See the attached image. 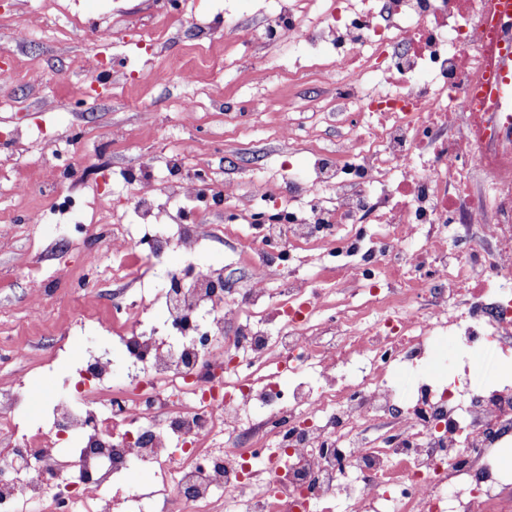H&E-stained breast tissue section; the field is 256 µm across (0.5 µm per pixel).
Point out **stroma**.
Masks as SVG:
<instances>
[{
    "label": "stroma",
    "mask_w": 512,
    "mask_h": 512,
    "mask_svg": "<svg viewBox=\"0 0 512 512\" xmlns=\"http://www.w3.org/2000/svg\"><path fill=\"white\" fill-rule=\"evenodd\" d=\"M58 10L25 12L19 0H0V15L10 26L0 30V46L18 74L0 84V343L26 345V360H1L0 383L26 377L52 397L58 384L71 381L73 366L91 341L106 342L103 327L113 294L132 307L150 299L170 273L182 269L179 251H171L164 267H152L144 253L110 252L114 231L137 222L133 186L151 182L165 191L183 175L204 172L215 184H237L258 177L282 178L289 170L312 169V153L290 148L288 129H313L322 154H335L341 129L340 110L331 89L313 76L289 81L271 61L244 47L225 49L224 12H237L242 23L255 24L265 0H211L195 18V0H58ZM87 19L88 32L72 33L70 19ZM160 26L158 43L142 48L141 29ZM109 27L111 42L96 41L92 30ZM114 64L103 75V95L81 94L86 62L96 54ZM166 81H157V71ZM194 99L191 117L180 104ZM67 149L70 180L53 148ZM100 194L107 221L77 232L71 224L34 227L22 216L40 208L58 192ZM212 227L198 260L224 270V283L244 287L252 270L242 246L256 239L255 225L224 221V208L206 202ZM96 251L103 268L96 287L75 288L87 267L86 252ZM133 259L144 277L134 284L115 279L110 268ZM335 241L301 250L281 277L269 283L271 296L293 282L310 283L317 292L338 297L349 306L363 304L368 293H340L333 266L344 261ZM39 265L44 280V311L31 317V286L25 266ZM443 347L470 368L477 383L500 381L505 370L494 354L446 340ZM56 354L51 375L30 371L31 363Z\"/></svg>",
    "instance_id": "35a3bbf8"
}]
</instances>
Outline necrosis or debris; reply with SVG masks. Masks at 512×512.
Here are the masks:
<instances>
[{"label":"necrosis or debris","instance_id":"1","mask_svg":"<svg viewBox=\"0 0 512 512\" xmlns=\"http://www.w3.org/2000/svg\"><path fill=\"white\" fill-rule=\"evenodd\" d=\"M306 2L268 0L257 28L231 15L224 26L254 55L277 48L278 66H306L334 89L345 105L335 160L225 187L248 224L254 198L301 206L265 224L248 287L225 291L222 268L197 265L161 291L176 343L117 299L119 352L85 357L84 386L46 400L0 384V512H321L336 500L349 512H512L494 467L512 446V385L428 375L408 397L392 378L393 361H433L446 334L512 362V113L471 100L500 61L490 0H320L313 21ZM209 190L194 177L160 200L150 185L135 191L151 229L139 243L155 262L176 247L196 258L202 224L175 204ZM364 222L381 227L373 260L341 287L368 286L366 306L331 307L301 288L267 301L282 266L266 250L289 257ZM447 226L468 238L465 251L448 250ZM271 319L274 336L262 330ZM355 359L368 371L337 387V363ZM318 365L327 376L315 387ZM284 370L295 381L285 396ZM384 420L390 430L367 438ZM131 468L151 482L126 488Z\"/></svg>","mask_w":512,"mask_h":512}]
</instances>
